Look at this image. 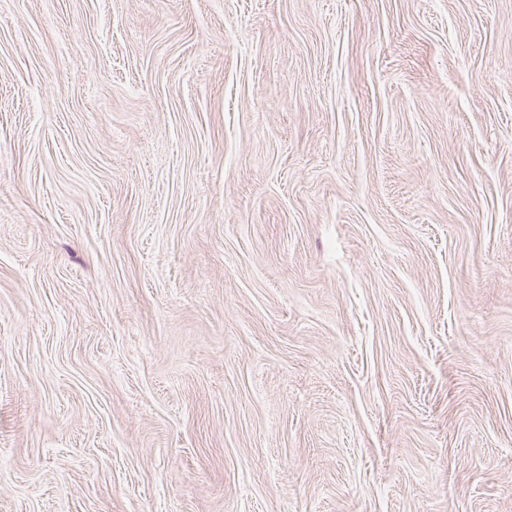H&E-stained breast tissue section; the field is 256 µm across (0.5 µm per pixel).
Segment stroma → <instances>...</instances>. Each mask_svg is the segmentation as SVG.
<instances>
[{
    "mask_svg": "<svg viewBox=\"0 0 512 512\" xmlns=\"http://www.w3.org/2000/svg\"><path fill=\"white\" fill-rule=\"evenodd\" d=\"M512 0H0V512H512Z\"/></svg>",
    "mask_w": 512,
    "mask_h": 512,
    "instance_id": "35a3bbf8",
    "label": "stroma"
}]
</instances>
